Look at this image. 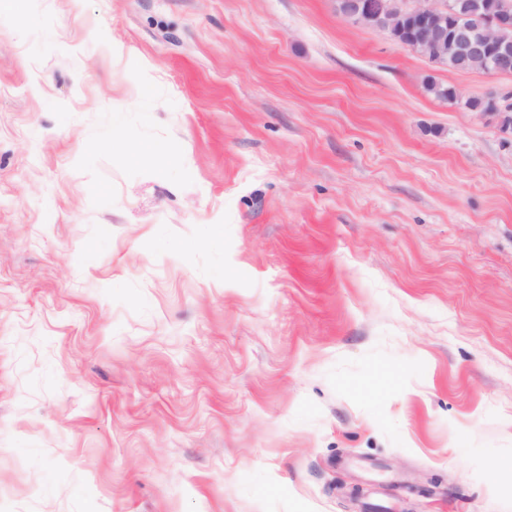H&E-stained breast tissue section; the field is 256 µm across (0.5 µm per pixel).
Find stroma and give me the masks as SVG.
<instances>
[{
  "mask_svg": "<svg viewBox=\"0 0 512 512\" xmlns=\"http://www.w3.org/2000/svg\"><path fill=\"white\" fill-rule=\"evenodd\" d=\"M430 79L512 91L336 0H0V512H512V131Z\"/></svg>",
  "mask_w": 512,
  "mask_h": 512,
  "instance_id": "obj_1",
  "label": "stroma"
}]
</instances>
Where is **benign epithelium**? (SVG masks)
<instances>
[{"instance_id": "7a95c632", "label": "benign epithelium", "mask_w": 512, "mask_h": 512, "mask_svg": "<svg viewBox=\"0 0 512 512\" xmlns=\"http://www.w3.org/2000/svg\"><path fill=\"white\" fill-rule=\"evenodd\" d=\"M339 13L363 26L384 32L390 39L423 54L431 51L436 40L448 37V18L456 15L449 0H386L375 9L368 0H341ZM512 17L503 14L480 25V34L471 38L466 29L455 37L465 53L485 71L502 72L512 57Z\"/></svg>"}]
</instances>
